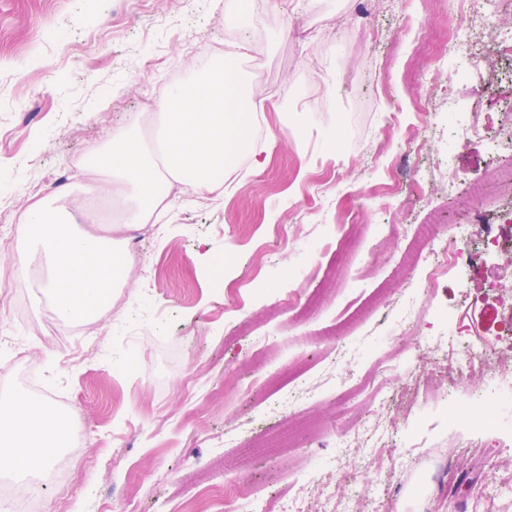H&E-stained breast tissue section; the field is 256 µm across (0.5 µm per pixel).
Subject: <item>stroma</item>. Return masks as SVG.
Wrapping results in <instances>:
<instances>
[{"mask_svg": "<svg viewBox=\"0 0 512 512\" xmlns=\"http://www.w3.org/2000/svg\"><path fill=\"white\" fill-rule=\"evenodd\" d=\"M301 19L304 42L293 35ZM508 21L512 0H497L474 32ZM447 22L434 0H257L246 13L238 0H0V250L35 267L43 257L24 249L13 216L33 197L79 195L87 153L127 128L163 67L190 79L209 44L229 32L251 91L259 89L245 66L253 52L270 84L251 118L260 166L243 157L219 196H178L157 229L125 233L140 262L83 340L69 325H57L54 342L37 334L50 298L0 268V300L20 295L28 317L0 315V340L36 352L41 400L67 413L72 443L83 442L55 459L73 492L62 502L46 489V512H91L97 500L112 512H126L129 500L138 512H209L199 480L224 459L236 464L230 475L242 500L287 493L293 480L319 512L351 497L364 512H448L432 481L441 468L463 498L499 479L512 485V447H499V434L477 449L468 429L447 426L449 410L470 405L481 374L449 379L447 402L431 401L429 418H400L414 400L417 365L452 351L439 312L456 311L464 338L479 339L468 293L493 276L512 281V262L442 277L425 321H403L423 279L421 268L401 269L416 225L479 222L512 240V228L498 223L512 198L478 214L469 196L512 146L493 150L489 131L461 139L454 159L444 153L446 105L474 116L498 111L512 98V68L489 78L495 49L481 37L480 65L420 85L415 71L429 65ZM418 133L426 149H417ZM442 166L454 194L436 178ZM391 337L401 346L399 383L380 412L399 419L389 460L379 461L369 426L358 448L312 445L303 429L289 458L243 466L288 412L319 422L342 415L344 391L365 379ZM263 343L271 357L243 387ZM433 421L442 433L408 448ZM483 455L502 468L481 471Z\"/></svg>", "mask_w": 512, "mask_h": 512, "instance_id": "35a3bbf8", "label": "stroma"}]
</instances>
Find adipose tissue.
<instances>
[{
    "mask_svg": "<svg viewBox=\"0 0 512 512\" xmlns=\"http://www.w3.org/2000/svg\"><path fill=\"white\" fill-rule=\"evenodd\" d=\"M21 234L48 261L46 286L61 324L93 320L120 283L122 242L76 230L45 198L29 200ZM68 425L50 404L25 397L0 399V473L47 469L67 441Z\"/></svg>",
    "mask_w": 512,
    "mask_h": 512,
    "instance_id": "ef3b65f1",
    "label": "adipose tissue"
}]
</instances>
